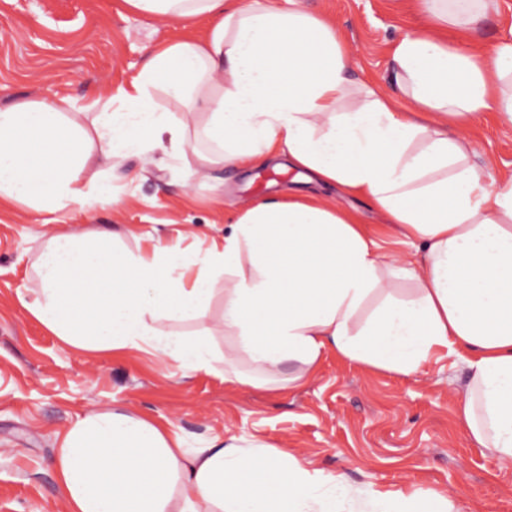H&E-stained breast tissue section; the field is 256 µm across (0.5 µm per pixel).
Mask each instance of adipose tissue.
<instances>
[{
    "mask_svg": "<svg viewBox=\"0 0 512 512\" xmlns=\"http://www.w3.org/2000/svg\"><path fill=\"white\" fill-rule=\"evenodd\" d=\"M173 22L206 19L201 38L157 46L128 85L77 121L68 97L0 108V204L35 211L113 202L81 174L151 141L182 152L184 125L154 90L206 115L213 149L186 179L275 156L298 180L331 184L373 205L410 239L391 257L329 200L288 194L242 209L223 235L154 243L136 253L64 233L41 250L25 308L65 345L136 349L187 372L210 369L207 336L165 323L198 317L224 281V380L258 385L238 354L305 383L328 350L352 364L415 376L448 356L468 369L459 418L470 440L512 464V177L469 162L465 131L490 112L512 125V35L486 55L438 36L470 29L499 0H419L421 26L393 49L395 91L351 79L353 58L326 16L274 0H127ZM408 284L405 297L395 286ZM66 512H336L340 476L282 453L235 444L186 449L174 429L121 407L78 418L53 461Z\"/></svg>",
    "mask_w": 512,
    "mask_h": 512,
    "instance_id": "adipose-tissue-1",
    "label": "adipose tissue"
}]
</instances>
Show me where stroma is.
<instances>
[{"mask_svg": "<svg viewBox=\"0 0 512 512\" xmlns=\"http://www.w3.org/2000/svg\"><path fill=\"white\" fill-rule=\"evenodd\" d=\"M324 12L346 36L352 79L388 92L392 45L420 23L416 0H301ZM203 21L147 17L126 0H0V107L25 99L70 97L85 105L127 83L159 44L201 31ZM512 27V0L466 35L491 52ZM474 163L512 173V126L492 114L468 130ZM183 155L142 146L116 162L108 179L118 204L36 212L0 207V512H64L52 459L56 439L76 417L108 407L171 423L188 447L214 439L266 454L288 453L308 470L333 473L349 486L340 512H373L370 490L448 499L453 512H512V466L473 445L458 416L468 371L446 358L413 377L360 368L326 353L299 387L282 386L296 365L280 366L275 383H225L224 365L186 373L135 349L83 351L64 346L20 303L17 290L35 276L39 251L56 233H117V246L137 251L144 236L220 235L238 210L282 195L291 173L271 166L210 170L184 180ZM311 192L356 208L382 252L406 255L408 239L362 200L333 186ZM222 297L202 317L169 323L185 335L207 334L225 345Z\"/></svg>", "mask_w": 512, "mask_h": 512, "instance_id": "35a3bbf8", "label": "stroma"}]
</instances>
